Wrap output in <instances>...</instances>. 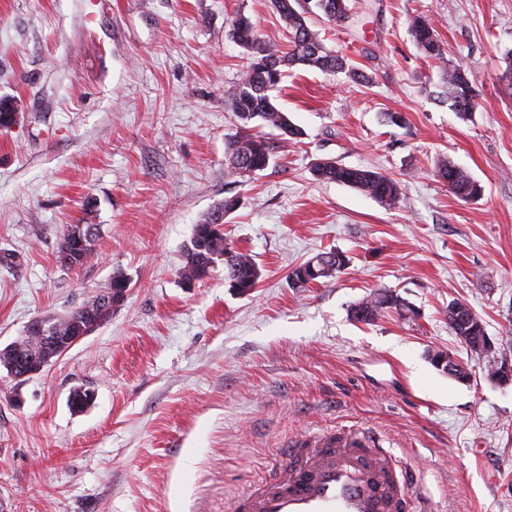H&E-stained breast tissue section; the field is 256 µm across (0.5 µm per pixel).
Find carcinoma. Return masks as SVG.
I'll return each mask as SVG.
<instances>
[{"mask_svg": "<svg viewBox=\"0 0 512 512\" xmlns=\"http://www.w3.org/2000/svg\"><path fill=\"white\" fill-rule=\"evenodd\" d=\"M299 0H271L275 10L288 30V47H283L262 33L246 16L238 14L227 21L226 35L245 50L246 69L239 83L227 91L231 110L241 123L238 135L227 140L224 147V170L232 177H245L265 170L274 160L271 136L290 142L297 140L302 131L293 125L288 115L273 102L270 92L294 69H317L325 73H346L357 82H368V77L345 56L328 48L319 33L311 29L307 11L297 9ZM315 14L329 23L342 24L349 20L348 0H314ZM410 32L418 49L431 60L442 59L437 31L427 18L415 17ZM438 101L448 105L462 120L468 119L476 108L474 80L461 65L448 64L442 70L441 91ZM436 175L448 183V189L463 201H476L483 195L480 182L465 169L451 161L437 164ZM313 176L320 181L336 182L349 186L374 199L385 207H393L401 200L399 183L369 168L349 167L333 159L315 163ZM239 201L224 198L221 206L208 212L194 225L193 235L185 246L184 263L179 277L183 280L207 275L215 263H224V282L234 280L239 293L250 294L261 278L258 263L247 251L231 248L224 239L223 226L227 215L234 212ZM81 225L70 224L63 233L59 247L66 249L72 258L70 267L84 266L95 254L98 232L80 237ZM349 264L343 257L316 272L307 271L305 261L293 268L297 278L295 288H309L342 273ZM127 280L118 274L80 307L57 318L60 336L68 340L80 329L91 323H104L112 315L110 304L102 293L112 290V296L121 295ZM387 310L403 316L410 306L398 295L378 290L355 304L350 315L355 321L369 324ZM448 328L454 335L481 336L486 331L482 318L449 316ZM16 357L28 364H37L47 357L60 355L58 345L44 343L33 336H22L14 342Z\"/></svg>", "mask_w": 512, "mask_h": 512, "instance_id": "carcinoma-1", "label": "carcinoma"}]
</instances>
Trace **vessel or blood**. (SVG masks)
Returning <instances> with one entry per match:
<instances>
[{
  "mask_svg": "<svg viewBox=\"0 0 512 512\" xmlns=\"http://www.w3.org/2000/svg\"><path fill=\"white\" fill-rule=\"evenodd\" d=\"M227 512H433L397 457L361 429L322 431L287 449L268 479L252 483Z\"/></svg>",
  "mask_w": 512,
  "mask_h": 512,
  "instance_id": "obj_1",
  "label": "vessel or blood"
}]
</instances>
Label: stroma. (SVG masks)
<instances>
[{"instance_id": "stroma-1", "label": "stroma", "mask_w": 512, "mask_h": 512, "mask_svg": "<svg viewBox=\"0 0 512 512\" xmlns=\"http://www.w3.org/2000/svg\"><path fill=\"white\" fill-rule=\"evenodd\" d=\"M353 21L314 20L369 76L291 71L274 96L302 129L251 177L224 173L239 123L225 102L245 68L225 21L271 36L269 0H0V349L34 318L75 309L120 273L126 298L91 335L20 382L0 367V512H226L312 432L366 429L420 467L439 512H512V386L488 381L448 328L459 299L512 357V0H350ZM430 16L445 61L469 69L477 106L434 99L439 63L409 33ZM399 112L404 126H388ZM333 158L397 179L388 209L314 180ZM451 160L480 182L474 203L435 175ZM229 196L231 246L262 276L239 295L224 267L179 277L193 227ZM100 227L97 255L57 260L67 225ZM344 252L338 277L292 287V267ZM387 290L411 306L369 324L350 307ZM441 349L475 372L436 369ZM93 404L73 411L75 389Z\"/></svg>"}]
</instances>
